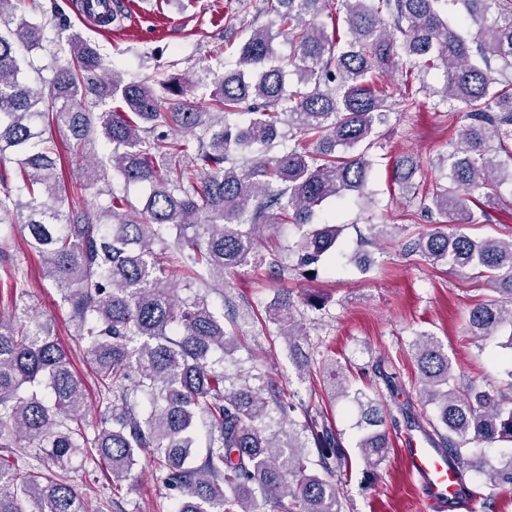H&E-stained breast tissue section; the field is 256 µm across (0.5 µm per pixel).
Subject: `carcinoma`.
Masks as SVG:
<instances>
[{
  "label": "carcinoma",
  "mask_w": 512,
  "mask_h": 512,
  "mask_svg": "<svg viewBox=\"0 0 512 512\" xmlns=\"http://www.w3.org/2000/svg\"><path fill=\"white\" fill-rule=\"evenodd\" d=\"M18 0H0V159L16 155L14 183L0 174V224H18L29 248L73 312L75 347L95 379L103 407L94 436L85 421V386L70 369L51 320L23 298L0 316V447L38 449L24 469L0 457V512H104L109 502L86 496L66 474L97 458L126 480L145 458L178 491L172 512H342L333 473L347 454L326 417L304 412L266 383L237 382L210 361L237 348L226 323L238 308L225 299L217 315L202 289L224 287V274L247 263L278 279L287 265L268 248L272 224H291L301 269L341 252V230L313 222L319 207L359 196L371 180L368 155L387 123L390 94L380 77L421 59L444 68L442 103L465 109V124L440 160V178L420 200L438 216L433 229L405 244L410 255L486 278L491 294L468 315L472 336L509 329L512 350V238L476 239L472 205H495L512 184V0H339L347 39L318 18L332 0H277L279 33L291 52L282 59L269 29L239 46L236 69L213 82L205 107L184 101L192 82L182 76L124 82L107 73L96 45L73 35L70 57L48 85L22 81L15 44L43 46L39 24L17 15ZM462 6L467 35L442 16ZM118 100L121 108L98 110ZM65 134L80 160L76 193L106 195L104 208L75 206L62 194L53 138ZM293 145L273 155L279 140ZM103 144L105 153L92 150ZM413 161L394 164V182L412 190ZM147 183L143 207L126 203L112 178ZM453 229H448V226ZM399 229L371 224L364 246ZM182 275L184 295L168 288ZM300 367L303 327L292 293L264 306ZM420 401L432 407L438 447L461 474L512 486V453L496 461L480 446L512 443V353L506 390L456 382L440 341L423 332L412 345ZM335 396L358 410L363 463L375 470L390 441L382 403L327 369ZM211 434L198 455L195 424ZM288 428H282V425ZM316 448L311 456L309 448Z\"/></svg>",
  "instance_id": "obj_1"
}]
</instances>
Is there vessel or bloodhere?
<instances>
[{
	"instance_id": "1",
	"label": "vessel or blood",
	"mask_w": 512,
	"mask_h": 512,
	"mask_svg": "<svg viewBox=\"0 0 512 512\" xmlns=\"http://www.w3.org/2000/svg\"><path fill=\"white\" fill-rule=\"evenodd\" d=\"M404 458L437 512H471L473 500L460 492V477L442 449L425 437H411L406 442Z\"/></svg>"
}]
</instances>
